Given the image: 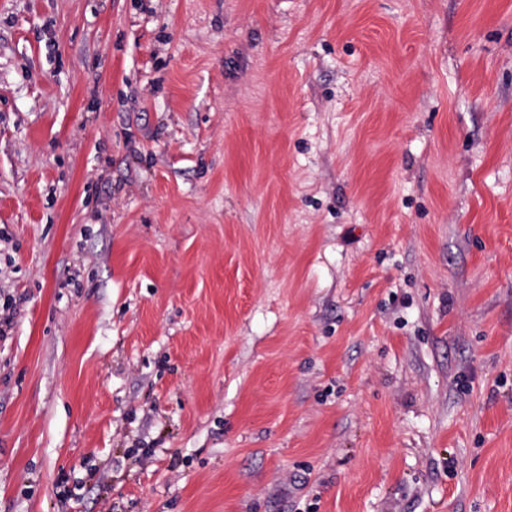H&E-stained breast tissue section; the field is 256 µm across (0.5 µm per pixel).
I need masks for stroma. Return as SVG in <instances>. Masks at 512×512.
Returning a JSON list of instances; mask_svg holds the SVG:
<instances>
[{"label": "stroma", "instance_id": "1", "mask_svg": "<svg viewBox=\"0 0 512 512\" xmlns=\"http://www.w3.org/2000/svg\"><path fill=\"white\" fill-rule=\"evenodd\" d=\"M0 512H512V0H0Z\"/></svg>", "mask_w": 512, "mask_h": 512}]
</instances>
